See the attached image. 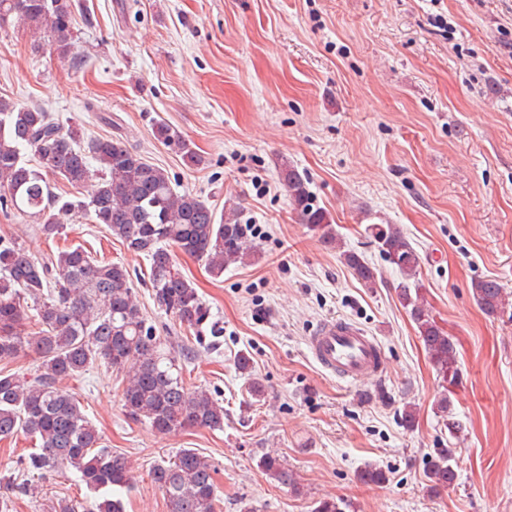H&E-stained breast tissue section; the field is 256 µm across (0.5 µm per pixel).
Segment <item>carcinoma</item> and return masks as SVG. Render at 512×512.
Masks as SVG:
<instances>
[{
  "label": "carcinoma",
  "mask_w": 512,
  "mask_h": 512,
  "mask_svg": "<svg viewBox=\"0 0 512 512\" xmlns=\"http://www.w3.org/2000/svg\"><path fill=\"white\" fill-rule=\"evenodd\" d=\"M11 19L47 37L58 55L69 53L75 22L71 0H0V26ZM154 136L184 162H199L196 152L169 125L157 124ZM26 151L33 152L36 165L26 163ZM49 176L77 190L88 186L90 192L73 198L58 195ZM279 176L301 223L339 251L364 287H375L376 268L357 252L344 249L326 211L314 205L305 177L286 160L279 165ZM0 205L36 218L48 238L61 233L57 221L71 211L105 225L128 251L146 257L155 303L190 330L202 329L211 312L178 269L176 251L203 262L215 278L246 257L242 243L246 225L236 213L218 221L205 200L175 191L165 170L147 163L122 141H84L50 113L5 98H0ZM365 233L404 277L397 286L398 297L442 380L444 391L436 413L455 437L462 430L451 400L458 385L457 343L437 324L419 289L411 288L418 283L420 257L395 224H368ZM52 268L53 275L21 245L0 240V360L28 349L38 361V374L31 380L0 371V440L20 431L27 434L38 447L18 461L19 470L40 475L72 471L94 493L87 512H124L117 492L130 486L128 462L101 447L99 432L63 381L79 376L98 360L106 363L125 378L123 402L129 414L164 434L191 427L221 428L224 406L209 391L186 385L160 337L147 325L125 266L97 261L78 246L58 251ZM472 288L488 315L508 305L494 279L477 280ZM30 318L38 330L27 334L24 325ZM236 367L250 377L251 396H262L264 386L251 376L247 353L238 354ZM259 466L275 482L294 484L278 456L264 454ZM456 467L452 449H439L427 462L430 487L453 485ZM213 473L209 459L182 448L174 458L154 464L149 476L166 496L170 512H216ZM360 479L382 484L386 472L367 465ZM351 508L339 498L319 502L315 512Z\"/></svg>",
  "instance_id": "1"
}]
</instances>
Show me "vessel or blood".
Returning <instances> with one entry per match:
<instances>
[{"label":"vessel or blood","instance_id":"1","mask_svg":"<svg viewBox=\"0 0 512 512\" xmlns=\"http://www.w3.org/2000/svg\"><path fill=\"white\" fill-rule=\"evenodd\" d=\"M307 348L322 370L348 384L379 375L385 363L377 339L360 325L344 318L320 322L309 336Z\"/></svg>","mask_w":512,"mask_h":512}]
</instances>
